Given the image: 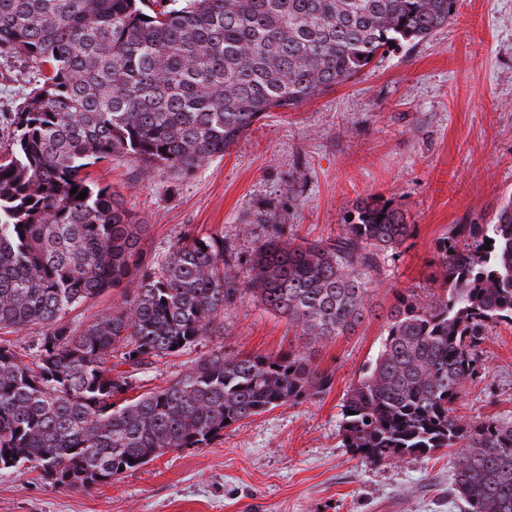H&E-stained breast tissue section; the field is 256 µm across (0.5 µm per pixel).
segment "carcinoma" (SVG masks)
Here are the masks:
<instances>
[{
    "instance_id": "1",
    "label": "carcinoma",
    "mask_w": 512,
    "mask_h": 512,
    "mask_svg": "<svg viewBox=\"0 0 512 512\" xmlns=\"http://www.w3.org/2000/svg\"><path fill=\"white\" fill-rule=\"evenodd\" d=\"M458 2L0 0V56L41 77L10 116L0 159V331L41 328L29 353L0 346V471L108 484L332 387L309 349L371 315L378 253L414 231L392 200H358L326 241L299 242L267 213L241 284L224 274L216 233L189 229L145 261L148 225L85 169L125 154L144 174L190 172L389 44L429 38ZM430 267L421 290L394 294L376 356L346 393L342 446L373 464L448 448L463 512H512V422L466 421L454 407L483 368L489 327L512 326V197L490 224L455 225ZM110 287L121 289L111 310L66 320ZM247 295L297 343L276 354L219 345L169 385L133 394L158 359L224 335L218 317Z\"/></svg>"
}]
</instances>
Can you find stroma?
Returning <instances> with one entry per match:
<instances>
[{"mask_svg":"<svg viewBox=\"0 0 512 512\" xmlns=\"http://www.w3.org/2000/svg\"><path fill=\"white\" fill-rule=\"evenodd\" d=\"M453 20L417 45L380 51L356 77L293 110L253 124L224 155L190 173L145 178L118 156L90 167L147 224L146 260L186 228L220 232L234 251L227 272L251 275L256 215L282 214L302 239L335 237L357 200L381 195L416 231L381 253L373 312L352 336L317 343L330 391L225 428L204 448L168 452L109 485L61 488L35 472H0V512H459L448 456L407 455L370 464L341 446V406L374 357L396 290L424 284L439 238L486 224L512 195V0H459ZM38 78L0 57V152L10 115ZM287 321L253 298L224 310V334L166 356L141 374L144 388L180 377L216 345L274 353L293 342ZM485 370L467 383L464 419L512 421V328L493 325Z\"/></svg>","mask_w":512,"mask_h":512,"instance_id":"1","label":"stroma"}]
</instances>
